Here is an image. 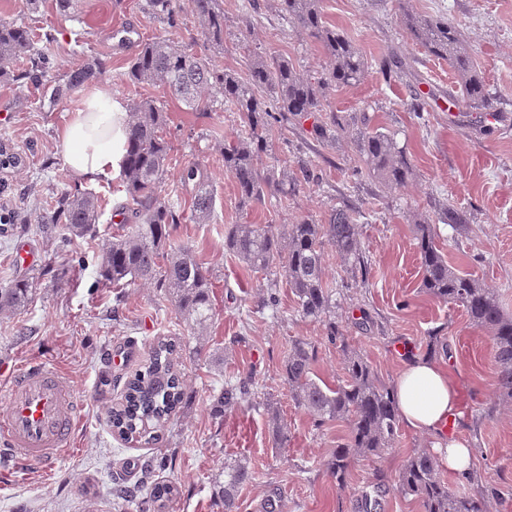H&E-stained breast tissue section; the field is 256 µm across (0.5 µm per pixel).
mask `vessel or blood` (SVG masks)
<instances>
[{
    "label": "vessel or blood",
    "mask_w": 512,
    "mask_h": 512,
    "mask_svg": "<svg viewBox=\"0 0 512 512\" xmlns=\"http://www.w3.org/2000/svg\"><path fill=\"white\" fill-rule=\"evenodd\" d=\"M78 406L66 378L51 364L26 363L9 384L0 411V449L15 464L52 470L71 446Z\"/></svg>",
    "instance_id": "b4317fda"
}]
</instances>
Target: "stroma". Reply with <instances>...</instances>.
Instances as JSON below:
<instances>
[{
  "label": "stroma",
  "mask_w": 512,
  "mask_h": 512,
  "mask_svg": "<svg viewBox=\"0 0 512 512\" xmlns=\"http://www.w3.org/2000/svg\"><path fill=\"white\" fill-rule=\"evenodd\" d=\"M222 5L224 47L215 51L201 35L192 0H177L173 26L151 14L146 0H75L68 18L57 12L55 0H39L33 10L27 0H0V18L28 24L60 70L99 57L108 64L104 82L114 93L129 103L151 99L163 107L172 156L164 188L175 203H190L180 181L188 163L202 161L215 189L210 223L187 216L174 232L212 273L214 317L193 333L164 291L135 284L118 293L98 281L100 258L118 228L116 213L126 193L118 178L78 179L64 159L60 133L83 91L49 108L43 86L0 79V142L21 158L15 168L0 171V215L13 218L0 233V284L24 273L41 283L25 312H0V404L7 400L12 372L43 359L68 379L83 414L73 448L52 471L30 466L14 474L0 458V512H113L116 488L134 484L136 462L155 455L167 457L163 477L180 489L168 512H221L213 485L230 459L246 460L253 475L239 494L238 512H262L269 499L277 512H352L354 491L372 482L378 470L386 480L384 512H419L396 481L402 460L415 450L433 449V439L400 427L392 452L355 460L345 485L337 486L324 462L349 424L315 428L311 416L295 407L282 369L292 339L304 337L317 345L313 372L329 386L344 378L347 348L362 354L390 386L409 356H427L432 334L445 337L448 347L436 359L461 388L462 415L453 432L473 450L470 477L448 482L463 491L493 488L489 512H512V399L497 392L492 337L473 326L461 307L422 292L416 240L418 221L436 225L449 265L493 290L512 315V0H322L325 24L360 47L370 64L363 81L336 88L331 107L346 115L369 112L375 125L397 132L412 174L406 184L380 191L357 153L355 128L323 143L314 138L311 122L277 125L269 133L274 149L264 156L263 168L293 172L305 158L320 177L287 199L272 196L248 210L240 207L217 151L242 134L240 114L218 103L197 112L162 85L125 79L140 45L157 36L192 47L216 68L240 76L251 57L264 53L290 59L308 77L324 71L325 49L281 20L278 0ZM406 12L448 15L497 98L494 110L464 101L447 63L405 32ZM381 57L402 61L403 77L385 79L376 66ZM416 95L427 102L420 119L408 110ZM74 185L102 198L95 236L72 239L61 225L40 221L55 196ZM443 203L462 212L466 224L452 229L439 209ZM345 206L364 213L358 230L365 268L347 271L334 250L325 252V279L336 287V323L346 342L339 348L327 342L322 323L297 313L288 287L279 291L277 310H259L266 282L225 249L224 227L272 224L283 231L305 217L324 223L332 209ZM61 269L67 275L59 281ZM159 337L181 339L184 349L174 363L191 398L155 444H128L113 433L107 412ZM105 374L116 382L106 393L99 389ZM247 377L258 390L252 403L214 418L212 392ZM271 402L288 432L283 448L273 445Z\"/></svg>",
  "instance_id": "35a3bbf8"
}]
</instances>
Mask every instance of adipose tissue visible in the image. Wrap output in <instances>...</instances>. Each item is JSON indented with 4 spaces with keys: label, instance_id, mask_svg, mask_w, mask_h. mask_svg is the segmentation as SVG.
Masks as SVG:
<instances>
[{
    "label": "adipose tissue",
    "instance_id": "1",
    "mask_svg": "<svg viewBox=\"0 0 512 512\" xmlns=\"http://www.w3.org/2000/svg\"><path fill=\"white\" fill-rule=\"evenodd\" d=\"M129 124L126 104L110 88L93 87L62 129L67 164L84 179L114 178L126 158ZM393 391L405 426L433 437L436 455L449 471L466 472L471 450L465 440L446 432L448 419L460 407L459 385L449 372L432 359L412 358L404 364Z\"/></svg>",
    "mask_w": 512,
    "mask_h": 512
}]
</instances>
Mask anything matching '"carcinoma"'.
Returning <instances> with one entry per match:
<instances>
[{
	"label": "carcinoma",
	"instance_id": "cac0c4a2",
	"mask_svg": "<svg viewBox=\"0 0 512 512\" xmlns=\"http://www.w3.org/2000/svg\"><path fill=\"white\" fill-rule=\"evenodd\" d=\"M283 20L308 32L325 47L329 63L324 72L305 78L294 63L280 55H257L239 78L216 69L207 58L165 37L141 45L125 73L135 83L159 82L169 92L197 111H207L214 101H222L241 114L248 127L246 136L220 148L224 170L233 178L240 207L247 210L265 203V196L288 192L314 175L312 163L298 161L299 173L288 169L258 168L262 155L272 151L268 133L273 125L299 123L314 112L326 117L313 127L316 139L332 142L345 130V117L329 103L330 91L340 85L361 82L368 62L361 51L341 32L322 21V0H278ZM154 14L175 22V0H148ZM201 33L208 42L223 43L224 9L220 0H193ZM402 24L410 38L425 51L448 62L456 73L462 93L475 108L490 109L492 98L479 75L472 54L454 24L444 16L425 18L405 13ZM52 62L36 46L32 30L23 22L0 18V77L19 84L47 86L48 106L55 107L74 90L100 80L107 74L105 64L94 59L65 75L64 82L53 79ZM361 124L357 146L370 173L381 188L391 189L406 182L412 167L396 132L371 126L363 112L351 117ZM167 118L153 100L131 107L129 152L122 170L126 202L122 209L126 223L112 236L101 256L99 276L106 287L123 288L139 281L150 282L167 292L176 314L190 329L204 328L214 316L210 271L195 258L191 247L173 241V231L183 220V211L162 193L171 147L166 135ZM183 186L191 187V217L198 224L210 221L215 204L214 188L199 163L183 167ZM98 197L78 186L61 193L50 208L44 224H62L75 237L91 236L98 223ZM356 207L334 209L328 222L317 224L301 218L280 232L273 224H230L224 229L225 248L247 267L265 276L267 297L261 308L277 309V285L284 281L295 296L296 309L305 319L324 323L330 344H341L344 353L343 383L331 387L313 378L318 347L306 338L291 342L283 364L284 380L294 404L313 418L316 429L329 422L347 420L346 437L336 441L325 461V473L342 486L354 459L373 460L390 452L399 431V414L393 388L384 385L364 357L348 348L331 318L336 307L334 290L325 283L324 248L329 245L341 261L354 271L365 266L359 244ZM421 288L429 296L463 308L471 324L489 332L494 340L493 362L497 369V390L512 398V317L507 315L497 295L477 279L463 275L448 265L436 244L431 224H418ZM37 290L28 276L17 277L0 286V311L25 310ZM181 341L159 338L149 344L148 358L124 384L122 402L110 411L109 420L118 437L129 443L150 444L171 415L186 404L189 393L182 375L175 369L174 356ZM254 389L249 382L227 381L210 399L214 416L224 417V409L249 401ZM275 447L283 448L288 432L277 410L270 411ZM167 459L152 458L141 463L142 480L133 489L120 491L117 498L134 502L138 512H166L179 495L178 487L158 480L155 473L165 469ZM251 472L240 460L224 464L215 482L214 496L222 512H237L240 488ZM382 475L354 498V512H380L382 502L373 488L381 487ZM399 492L413 497L422 512H488L483 492L460 491L448 484L436 469L432 454L422 449L409 455L398 473Z\"/></svg>",
	"mask_w": 512,
	"mask_h": 512
}]
</instances>
